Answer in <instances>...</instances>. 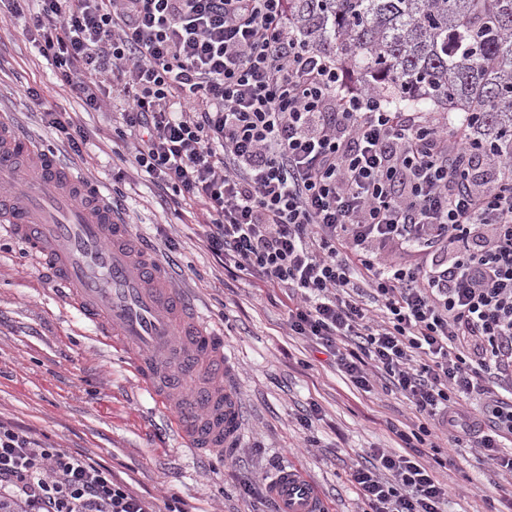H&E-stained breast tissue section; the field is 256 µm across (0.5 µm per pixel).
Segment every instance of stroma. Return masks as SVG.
Masks as SVG:
<instances>
[{
    "label": "stroma",
    "instance_id": "1",
    "mask_svg": "<svg viewBox=\"0 0 512 512\" xmlns=\"http://www.w3.org/2000/svg\"><path fill=\"white\" fill-rule=\"evenodd\" d=\"M39 93L33 107L27 91ZM67 110L90 132L75 155L47 128L42 109ZM26 136L97 181L121 206L134 235L190 289L219 327L235 361L233 387L247 408L239 448L199 455L172 427L175 406L158 407L135 378L127 356L88 325L36 257L0 227V420L56 446L101 462L115 480L149 500L155 512L181 502L186 512H258L265 480L299 467L319 487L325 512H362L348 480L353 462L373 449L398 448L396 430L426 426L429 459L448 483L445 512H512V474L471 441L454 440L436 418L413 413L385 379L357 391L326 354L285 327L283 290H258L245 275L225 274L202 246V213L155 180L126 184L112 152V118L87 112L38 56L22 21L0 17V111ZM317 410L312 424L303 414ZM252 494H245V486Z\"/></svg>",
    "mask_w": 512,
    "mask_h": 512
}]
</instances>
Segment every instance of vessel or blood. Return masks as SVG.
<instances>
[{
	"label": "vessel or blood",
	"mask_w": 512,
	"mask_h": 512,
	"mask_svg": "<svg viewBox=\"0 0 512 512\" xmlns=\"http://www.w3.org/2000/svg\"><path fill=\"white\" fill-rule=\"evenodd\" d=\"M0 223L42 264L56 288L119 352L159 405L178 399L174 428L196 451L238 447L244 408L221 333L173 286L147 245L98 184L43 151L0 114ZM280 512H322L319 490L297 469L270 483Z\"/></svg>",
	"instance_id": "1"
}]
</instances>
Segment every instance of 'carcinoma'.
Here are the masks:
<instances>
[{"label": "carcinoma", "instance_id": "cac0c4a2", "mask_svg": "<svg viewBox=\"0 0 512 512\" xmlns=\"http://www.w3.org/2000/svg\"><path fill=\"white\" fill-rule=\"evenodd\" d=\"M305 45L417 108L470 113L512 154V0H288Z\"/></svg>", "mask_w": 512, "mask_h": 512}]
</instances>
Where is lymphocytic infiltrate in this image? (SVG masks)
I'll list each match as a JSON object with an SVG mask.
<instances>
[{
	"label": "lymphocytic infiltrate",
	"instance_id": "obj_1",
	"mask_svg": "<svg viewBox=\"0 0 512 512\" xmlns=\"http://www.w3.org/2000/svg\"><path fill=\"white\" fill-rule=\"evenodd\" d=\"M0 0L84 111L111 106L131 165L203 206L225 269L281 288L288 333L355 389L384 372L419 415L496 452L512 434V157L449 115L346 91L285 0ZM489 397L485 419L452 392ZM349 471L368 512H444L417 432ZM0 502L20 512H154L92 458L0 422Z\"/></svg>",
	"mask_w": 512,
	"mask_h": 512
}]
</instances>
